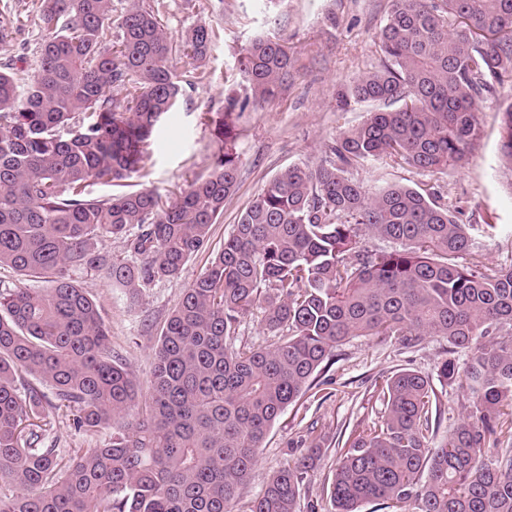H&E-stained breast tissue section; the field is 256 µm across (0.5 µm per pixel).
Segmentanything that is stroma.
<instances>
[{
	"instance_id": "35a3bbf8",
	"label": "stroma",
	"mask_w": 512,
	"mask_h": 512,
	"mask_svg": "<svg viewBox=\"0 0 512 512\" xmlns=\"http://www.w3.org/2000/svg\"><path fill=\"white\" fill-rule=\"evenodd\" d=\"M390 0H164L163 21L174 35L201 21L212 24L217 38L206 63L208 80L187 90L184 98L156 125L149 156L134 182L171 200L196 176L208 173L224 151V137L214 124L224 113V100L245 96L250 88L237 69V58L259 35H277L288 43L290 75L277 95L231 116L240 157L238 189L226 202L224 216L212 228L205 249L188 263L180 277L145 288L139 301L93 271L72 272L101 305L112 327V346L124 358L140 387H147L157 344L155 327L179 303L184 289L208 265L231 233L239 216L263 186L294 164L318 166L328 144L341 131L362 122L367 107L338 111L344 87L374 71L382 58L378 34ZM40 34L35 13L22 12L10 42L0 45V63L26 57L27 72L39 66ZM512 101V87L480 104L479 136L470 159L447 174L408 166L370 162L349 169V177L369 191L400 183L438 189L445 201L460 206L459 223L467 225L471 252L487 273L512 265V170L501 162L499 108ZM465 365L467 352H450L446 339L425 337L404 349L380 337H358L339 346L336 362L321 375L320 385L290 405L271 427L251 472L245 498L256 495L269 475L296 459L313 437L323 447L322 467L338 462L340 442L377 419L381 405L376 385L398 370L428 375L444 413V425L465 416L464 390L448 385L439 368L448 358Z\"/></svg>"
}]
</instances>
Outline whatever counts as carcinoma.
Segmentation results:
<instances>
[{
	"label": "carcinoma",
	"instance_id": "obj_1",
	"mask_svg": "<svg viewBox=\"0 0 512 512\" xmlns=\"http://www.w3.org/2000/svg\"><path fill=\"white\" fill-rule=\"evenodd\" d=\"M34 5L38 70L22 81L12 62L0 67V270L45 286L0 289V512H236L272 425L336 347L360 336L405 348L440 336L470 352L464 370L452 360L439 369L465 382L470 400L435 447L441 408L429 377L386 378L378 420L346 441L324 479L326 512L373 501L512 512V265L488 274L461 264L471 238L436 191L371 194L347 176L370 161L443 174L469 159L479 102L512 83V0H391L382 64L342 94L345 106L378 108L327 146L323 164L281 171L240 215L165 319L144 398L101 306L70 272L96 271L133 298L179 277L209 241L238 185L227 123L224 154L174 200L130 179L159 119L208 78L216 33L202 21L175 39L161 0H130L117 17L112 0ZM15 12L10 0L0 6V44ZM181 55L196 65L179 74ZM238 66L252 98L227 99V115L275 95L288 46L258 36ZM499 114V151L512 165V102ZM96 182L117 191L96 197ZM365 235L396 248L370 250ZM114 237L137 261L112 258ZM256 306L279 340L238 347ZM60 415L83 435L128 422L67 456L49 441ZM320 457L315 445L273 473L248 512H299Z\"/></svg>",
	"mask_w": 512,
	"mask_h": 512
}]
</instances>
